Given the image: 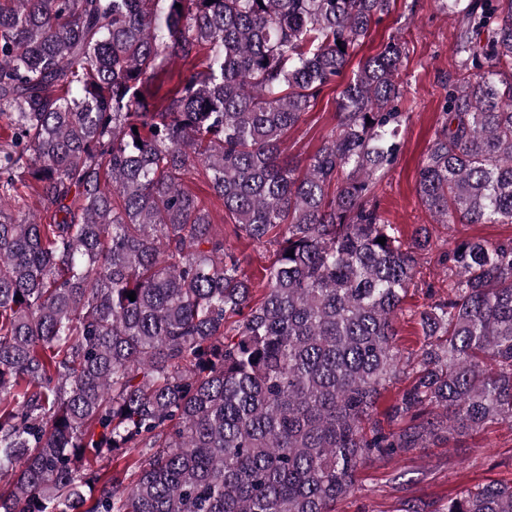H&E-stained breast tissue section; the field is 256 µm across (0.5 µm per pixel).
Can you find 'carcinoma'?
Listing matches in <instances>:
<instances>
[{"label": "carcinoma", "instance_id": "1", "mask_svg": "<svg viewBox=\"0 0 512 512\" xmlns=\"http://www.w3.org/2000/svg\"><path fill=\"white\" fill-rule=\"evenodd\" d=\"M390 2L0 0V512H336L359 467L512 421V240L448 250L400 367L395 319L437 248L377 202L402 44L352 72L305 169L282 148ZM436 2L458 77L416 195L439 224L512 222V0ZM198 165L236 239L278 232L259 303L185 188ZM22 186L52 223L5 211ZM400 512H512V486Z\"/></svg>", "mask_w": 512, "mask_h": 512}]
</instances>
